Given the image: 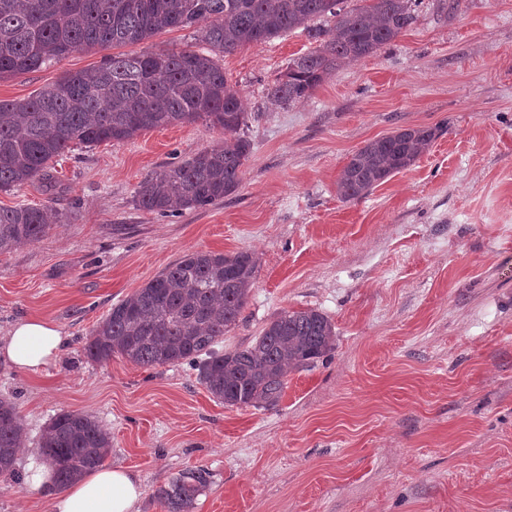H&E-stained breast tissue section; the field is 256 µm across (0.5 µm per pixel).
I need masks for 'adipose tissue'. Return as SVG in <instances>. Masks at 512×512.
<instances>
[{
    "mask_svg": "<svg viewBox=\"0 0 512 512\" xmlns=\"http://www.w3.org/2000/svg\"><path fill=\"white\" fill-rule=\"evenodd\" d=\"M65 345L51 323L22 319L0 339V359L19 370H36L55 361ZM143 494L139 478L122 467H100L54 499L53 512H138Z\"/></svg>",
    "mask_w": 512,
    "mask_h": 512,
    "instance_id": "1",
    "label": "adipose tissue"
}]
</instances>
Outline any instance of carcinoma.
<instances>
[{
	"label": "carcinoma",
	"instance_id": "obj_1",
	"mask_svg": "<svg viewBox=\"0 0 512 512\" xmlns=\"http://www.w3.org/2000/svg\"><path fill=\"white\" fill-rule=\"evenodd\" d=\"M0 0V80L32 72L78 50L136 43L174 28L199 27L209 52L183 49L106 56L23 101L0 100V191L39 179L56 183L55 164L75 145L125 142L152 128L208 121L224 131V146L147 176L139 207L165 214L199 210L234 193L251 153L239 130L246 122L237 90L218 56L303 29L315 46L288 61L268 88L290 105L308 98L345 65L370 57L416 21L419 0ZM324 14L330 29L312 25ZM436 131L403 128L366 143L336 181L344 201L368 195L412 166ZM62 220L51 205L0 207V254L45 237ZM257 272L248 251H196L112 306L90 332L86 356L118 354L142 367L186 364L228 407L276 405L288 374L331 357L335 327L314 309L282 311L255 342L217 349L247 303ZM25 424L15 404L0 398V473L13 472ZM39 448L62 489L101 466L112 435L91 415L61 412ZM209 483L198 468L155 491L168 512H190Z\"/></svg>",
	"mask_w": 512,
	"mask_h": 512
}]
</instances>
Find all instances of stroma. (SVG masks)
<instances>
[{
	"label": "stroma",
	"mask_w": 512,
	"mask_h": 512,
	"mask_svg": "<svg viewBox=\"0 0 512 512\" xmlns=\"http://www.w3.org/2000/svg\"><path fill=\"white\" fill-rule=\"evenodd\" d=\"M202 47L184 28L123 50ZM308 47L295 30L224 56L252 150L223 202L162 215L136 203L150 173L223 143L202 119L75 147L55 190L0 191V207L49 203L62 215L38 242L0 254V337L37 318L67 338L44 369L0 362V398L26 427L14 474L0 475V512H50L26 467L63 411L111 432L107 462L138 474L139 512H165L156 489L197 467L210 483L192 512H512V0H460L446 14L422 0L376 55L275 104L269 85ZM104 55L77 51L0 81V100ZM400 127L442 133L366 197L340 200L349 156ZM200 250L258 259L224 350L285 310H318L336 329L331 358L290 374L276 406H224L186 365L84 354L112 305Z\"/></svg>",
	"instance_id": "1"
}]
</instances>
